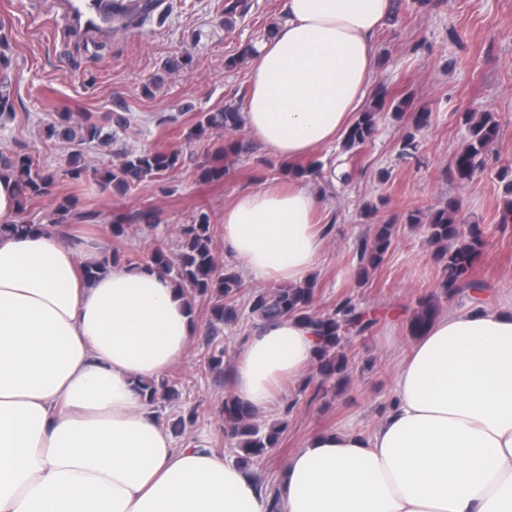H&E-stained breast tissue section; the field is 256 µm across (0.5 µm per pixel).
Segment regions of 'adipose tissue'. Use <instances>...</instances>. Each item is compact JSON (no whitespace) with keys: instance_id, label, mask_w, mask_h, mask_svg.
<instances>
[{"instance_id":"adipose-tissue-1","label":"adipose tissue","mask_w":512,"mask_h":512,"mask_svg":"<svg viewBox=\"0 0 512 512\" xmlns=\"http://www.w3.org/2000/svg\"><path fill=\"white\" fill-rule=\"evenodd\" d=\"M391 0H283L252 54L246 131L288 162L352 123ZM319 194L266 182L224 207V247L247 274L300 284L317 266ZM195 323L148 266L85 273L45 224L0 234V512H512V309L438 314L397 366L393 403L368 434L311 436L277 500L221 454L176 445L137 382L187 356ZM297 319L242 346L232 396L253 410L315 362Z\"/></svg>"}]
</instances>
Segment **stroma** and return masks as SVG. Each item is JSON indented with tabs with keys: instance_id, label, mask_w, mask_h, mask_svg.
Instances as JSON below:
<instances>
[{
	"instance_id": "obj_1",
	"label": "stroma",
	"mask_w": 512,
	"mask_h": 512,
	"mask_svg": "<svg viewBox=\"0 0 512 512\" xmlns=\"http://www.w3.org/2000/svg\"><path fill=\"white\" fill-rule=\"evenodd\" d=\"M155 2L142 23L117 27L108 40L73 46L53 0H0V54L11 62L13 106L12 116L0 120V152L33 154L44 169L58 174L73 153L99 169L111 167L125 150L161 142L180 154L174 172L124 196L90 177L59 176L48 195L21 208L18 219L43 224L59 205L69 204L61 226L64 242L116 253L122 264L127 256L158 249L176 256L180 226L204 216L221 264L239 271L242 262L224 251V205L262 182L286 178L288 171L245 128L193 140L188 133L200 113L238 102L247 90L250 60L242 51L266 38L278 18L279 0H237L229 15L227 0ZM375 40L378 63L371 91L403 87L412 109L429 111L430 121L417 134L414 160L400 155L409 118L389 112L381 114L373 140L359 152L338 141L313 153L320 169L309 182L322 196L317 229L324 240L314 271V309L321 312L350 297L386 316L372 338L353 348L352 378L343 393L322 397L316 384L302 391L284 383L259 411L261 426L287 422L276 450L254 469L272 490L291 454L313 433L370 432L389 406L394 363L410 349L407 324L417 301L439 292V269L429 257L424 232L409 228L410 212L425 213L458 199L464 217L486 230L473 273L483 286V300L512 305V223L499 221L504 195L499 173L512 166V0H395ZM64 112L76 117L117 113L128 124L105 148L45 139L47 125ZM465 112L491 113L499 135L481 174L462 185L451 169L467 137ZM229 141L242 143L243 152L222 180L203 182L202 167ZM368 203L373 213L365 212ZM143 210L154 213V224L139 222ZM117 219L126 227L119 238L112 233ZM378 224L396 225L397 236L385 263L364 283L358 279V245ZM193 319L197 331L188 354L169 372L180 383V397L157 405L156 413L163 419L182 407L201 406L191 436L232 461L236 453L219 413L232 376L205 372L201 363L217 344L237 354L259 323L245 315L236 324L212 327L203 299L197 300Z\"/></svg>"
}]
</instances>
